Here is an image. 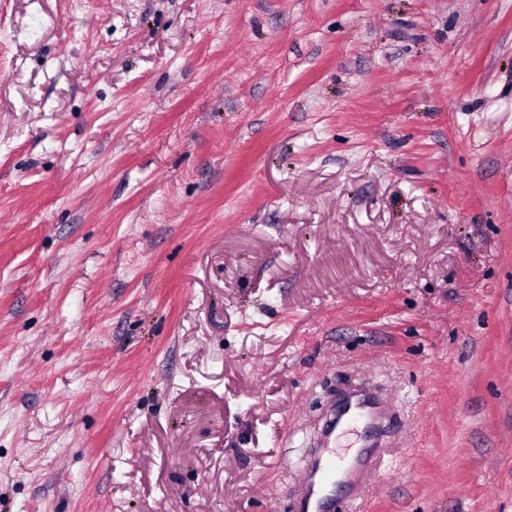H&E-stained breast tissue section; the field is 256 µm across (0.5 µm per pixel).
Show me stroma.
<instances>
[{
	"label": "stroma",
	"mask_w": 512,
	"mask_h": 512,
	"mask_svg": "<svg viewBox=\"0 0 512 512\" xmlns=\"http://www.w3.org/2000/svg\"><path fill=\"white\" fill-rule=\"evenodd\" d=\"M512 512V0H0V512ZM389 403L371 385L359 382L330 405L322 422L319 444L307 457L294 512H343L362 500L367 481L387 466ZM355 435L351 445L341 440ZM336 448H349L346 453ZM356 448L350 455V449Z\"/></svg>",
	"instance_id": "1"
}]
</instances>
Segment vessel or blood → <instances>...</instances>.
I'll return each mask as SVG.
<instances>
[{
    "label": "vessel or blood",
    "instance_id": "1",
    "mask_svg": "<svg viewBox=\"0 0 512 512\" xmlns=\"http://www.w3.org/2000/svg\"><path fill=\"white\" fill-rule=\"evenodd\" d=\"M389 427V403L368 383L332 403L302 468L294 512H353L367 481L387 466Z\"/></svg>",
    "mask_w": 512,
    "mask_h": 512
}]
</instances>
